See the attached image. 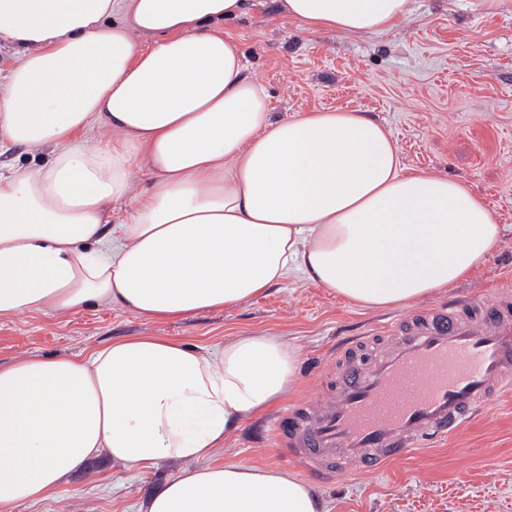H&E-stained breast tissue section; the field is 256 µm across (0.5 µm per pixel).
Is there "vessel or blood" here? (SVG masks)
Instances as JSON below:
<instances>
[{"label": "vessel or blood", "mask_w": 512, "mask_h": 512, "mask_svg": "<svg viewBox=\"0 0 512 512\" xmlns=\"http://www.w3.org/2000/svg\"><path fill=\"white\" fill-rule=\"evenodd\" d=\"M320 398L273 423L318 479L378 472L446 440L512 391V284L417 307L340 345Z\"/></svg>", "instance_id": "vessel-or-blood-1"}]
</instances>
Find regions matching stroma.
<instances>
[{"label": "stroma", "instance_id": "1", "mask_svg": "<svg viewBox=\"0 0 512 512\" xmlns=\"http://www.w3.org/2000/svg\"><path fill=\"white\" fill-rule=\"evenodd\" d=\"M224 30L267 92L275 118L365 113L389 127L407 169L465 181L502 224L500 245L477 270L429 302L512 280V0H501L492 14L481 0H413L407 19L366 36L310 32L275 0H250ZM393 314L291 278L238 307L181 319L147 320L117 307L24 315L0 323V363L75 355L130 336H170L213 350L233 337L267 332L300 349L289 400L313 399L328 352ZM279 412L275 406L246 421L218 460L291 469L270 433ZM187 466L162 460L134 472L101 455L15 512H138ZM313 488L328 512H512V393L444 445L420 449L378 475L354 471Z\"/></svg>", "mask_w": 512, "mask_h": 512}]
</instances>
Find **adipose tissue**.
Wrapping results in <instances>:
<instances>
[{
  "mask_svg": "<svg viewBox=\"0 0 512 512\" xmlns=\"http://www.w3.org/2000/svg\"><path fill=\"white\" fill-rule=\"evenodd\" d=\"M247 0H0V145L50 149L0 173V322L118 306L145 318L237 307L292 276L365 308L459 282L500 244L466 184L408 173L364 113L276 120L225 20ZM309 31L380 32L411 0H280ZM151 185L136 188L139 172ZM130 206L112 223L114 207ZM265 333L207 351L133 336L0 364V512L107 455L189 461L143 512H325L277 467L213 462L294 386Z\"/></svg>",
  "mask_w": 512,
  "mask_h": 512,
  "instance_id": "obj_1",
  "label": "adipose tissue"
}]
</instances>
